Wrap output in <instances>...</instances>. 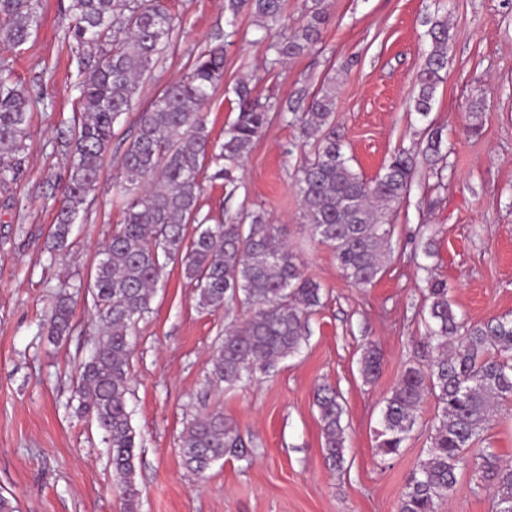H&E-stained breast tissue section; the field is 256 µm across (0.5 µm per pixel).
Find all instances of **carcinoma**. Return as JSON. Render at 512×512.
I'll use <instances>...</instances> for the list:
<instances>
[{
  "mask_svg": "<svg viewBox=\"0 0 512 512\" xmlns=\"http://www.w3.org/2000/svg\"><path fill=\"white\" fill-rule=\"evenodd\" d=\"M232 17L247 9L258 19L274 62L282 64L317 44L328 21L316 5L288 32L283 0H226ZM72 36L93 49L77 54L81 81L80 117L65 140L67 175L57 224L49 232L52 249L67 245L75 219L95 190L106 152L122 115L131 110L143 81L170 45L174 30L169 14L148 0H69ZM40 23L32 0H0V42L25 44ZM431 38L412 97L415 112H431L437 87L444 81L451 41L445 17L426 18ZM233 31L214 34V44L195 55L184 75L166 85L138 113L133 135L121 156L124 181L118 193L123 220L105 243L91 285L96 338L81 364L77 395L82 409L103 432L123 512H136L134 481L136 432L128 411L131 336L149 312L155 288L168 262L178 260L192 283L198 304L210 311L238 301L251 310L242 325L224 332L215 351L212 379L228 386L268 374L295 357L307 336L310 316L321 305V286L305 276L297 256L262 212L250 223L229 218L210 223L201 215L204 186L200 178L215 165L213 178L234 183L233 172L247 157L269 123L270 106L253 95L249 82L233 92L238 113L216 144L207 128L204 107L224 81V55ZM36 101L26 89L0 73V181H13L23 160L30 113ZM336 84L278 106L292 115L302 138L313 141L314 158L299 170L296 186L313 239L334 253L342 275L355 285L372 284L382 272L392 236L388 213L409 195L418 157L442 158L443 130L433 127L416 151H401L372 180L349 164L330 118ZM195 224L186 243L189 224ZM424 335L416 341L417 360L383 398L376 448L383 459L399 455L419 423L424 401L435 402L426 455L409 472L398 512H438L441 501L457 489L459 472L471 469L475 487L491 493L492 512H512V462L488 442L493 413L512 401V319L496 317L467 325L449 299L448 284L427 277ZM73 307L58 297L48 335L62 339L70 331ZM383 356L368 344L360 359L367 384L380 373ZM323 450L330 466L344 467L343 397L322 386L316 396ZM483 445L475 455L470 450ZM243 447L238 431L218 412H203L187 424L180 440L182 465L205 473L225 455Z\"/></svg>",
  "mask_w": 512,
  "mask_h": 512,
  "instance_id": "1",
  "label": "carcinoma"
}]
</instances>
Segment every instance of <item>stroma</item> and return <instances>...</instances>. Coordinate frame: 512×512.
<instances>
[{"label": "stroma", "instance_id": "stroma-1", "mask_svg": "<svg viewBox=\"0 0 512 512\" xmlns=\"http://www.w3.org/2000/svg\"><path fill=\"white\" fill-rule=\"evenodd\" d=\"M41 25L25 45L0 43L9 69L38 106L31 114L24 168L0 183V491L20 512H120L109 452L91 417L77 410L78 367L93 349L89 287L100 251L122 220L112 184L138 109L180 78L189 61L225 28L224 0H159L173 17L172 43L143 82L134 111L117 128L96 191L79 212L63 251H52L63 173L61 143L79 112L76 45L68 35L69 0H35ZM322 40L277 66L249 12L225 54L224 81L209 105L213 141L237 115L232 87L249 80L256 95L287 100L336 80L332 126L353 168L381 172L401 149L417 148L429 126L443 127L449 154L443 172L419 163L409 198L391 212V256L366 287L347 281L332 250L314 241L302 217L295 174L313 145L278 118L235 170V190L206 182L203 210L230 217L263 211L282 228L304 274L322 287L301 353L248 384L211 377L220 336L248 310L228 303L202 309L180 263H168L151 311L133 337L128 407L136 431L137 512H397L408 472L429 446L434 401H426L400 456L381 459L374 431L382 399L415 356L424 327V267L447 281L454 308L474 324L512 317V0H324ZM446 14L453 40L446 78L428 116L411 111L416 77L429 48L425 20ZM484 102L469 114L471 100ZM74 302L71 331L46 335L59 289ZM384 353L378 381L364 383L366 344ZM330 384L344 398L345 465L330 469L315 392ZM221 412L246 443L205 476L181 465L188 421ZM488 491L463 470L439 512H491Z\"/></svg>", "mask_w": 512, "mask_h": 512}]
</instances>
